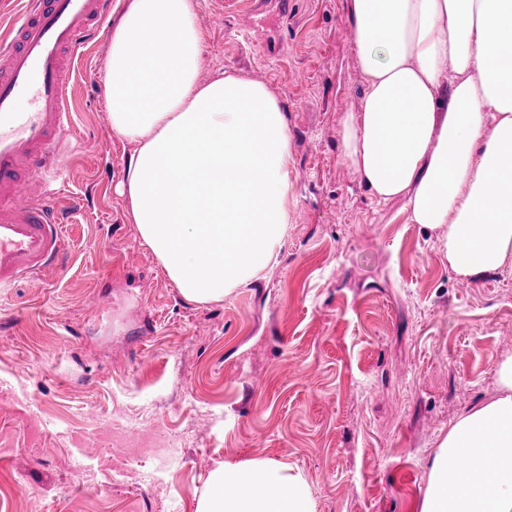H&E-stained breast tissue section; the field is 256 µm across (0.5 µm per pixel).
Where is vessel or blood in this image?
Wrapping results in <instances>:
<instances>
[{"mask_svg":"<svg viewBox=\"0 0 512 512\" xmlns=\"http://www.w3.org/2000/svg\"><path fill=\"white\" fill-rule=\"evenodd\" d=\"M111 12L112 0H25L0 36V288L38 274L68 250L53 184L73 128V58ZM21 100L27 111H18Z\"/></svg>","mask_w":512,"mask_h":512,"instance_id":"obj_1","label":"vessel or blood"}]
</instances>
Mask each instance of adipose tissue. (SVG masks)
I'll use <instances>...</instances> for the list:
<instances>
[{"label":"adipose tissue","instance_id":"ef3b65f1","mask_svg":"<svg viewBox=\"0 0 512 512\" xmlns=\"http://www.w3.org/2000/svg\"><path fill=\"white\" fill-rule=\"evenodd\" d=\"M365 75L341 122L344 161L381 201L439 230L462 279L512 257V0H348ZM194 0H128L105 79L112 133L131 147L118 187L181 295L222 301L276 255L289 222L290 136L251 80L201 82ZM500 394L457 418L417 512H512V357ZM467 460L461 470L457 460ZM196 512H313L306 480L273 461L220 463Z\"/></svg>","mask_w":512,"mask_h":512}]
</instances>
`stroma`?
I'll return each instance as SVG.
<instances>
[{"instance_id":"stroma-1","label":"stroma","mask_w":512,"mask_h":512,"mask_svg":"<svg viewBox=\"0 0 512 512\" xmlns=\"http://www.w3.org/2000/svg\"><path fill=\"white\" fill-rule=\"evenodd\" d=\"M195 2L200 80L282 105L293 218L250 283L182 297L116 190L105 22L76 64L67 262L0 292V512H196L216 463L252 460L300 472L315 512H413L438 441L499 394L512 264L460 280L437 231L343 161L364 90L347 0Z\"/></svg>"}]
</instances>
